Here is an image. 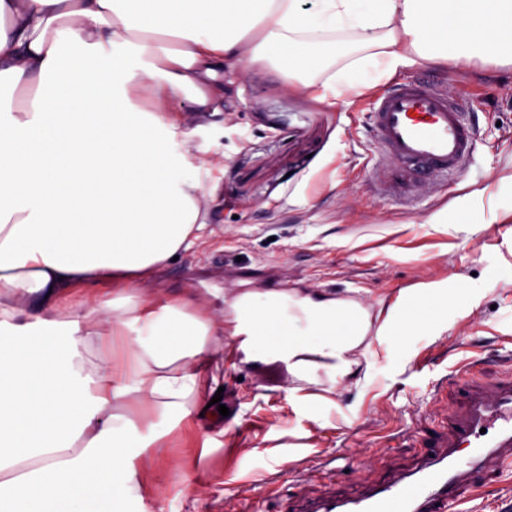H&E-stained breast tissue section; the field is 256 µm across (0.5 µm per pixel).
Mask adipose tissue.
I'll return each mask as SVG.
<instances>
[{
  "instance_id": "1",
  "label": "adipose tissue",
  "mask_w": 512,
  "mask_h": 512,
  "mask_svg": "<svg viewBox=\"0 0 512 512\" xmlns=\"http://www.w3.org/2000/svg\"><path fill=\"white\" fill-rule=\"evenodd\" d=\"M299 2L0 0V512H128L166 434L223 423V308L144 291L201 214L207 162L182 101L223 111L232 65L275 66L329 106L418 63L512 67V0ZM420 302L456 322L480 298L421 284L385 334L425 333ZM234 314L244 356L267 338L296 372L339 379L369 331L360 305L324 293H246Z\"/></svg>"
}]
</instances>
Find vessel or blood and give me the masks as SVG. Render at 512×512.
<instances>
[{
  "label": "vessel or blood",
  "instance_id": "obj_1",
  "mask_svg": "<svg viewBox=\"0 0 512 512\" xmlns=\"http://www.w3.org/2000/svg\"><path fill=\"white\" fill-rule=\"evenodd\" d=\"M369 119L386 158L382 172L388 183L460 171L475 150L474 132L458 107L422 81L387 90ZM467 398L468 412L452 422L447 442L416 469L358 497L307 501L301 512H458L461 486L512 466V383L471 388Z\"/></svg>",
  "mask_w": 512,
  "mask_h": 512
}]
</instances>
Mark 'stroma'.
<instances>
[{
  "mask_svg": "<svg viewBox=\"0 0 512 512\" xmlns=\"http://www.w3.org/2000/svg\"><path fill=\"white\" fill-rule=\"evenodd\" d=\"M419 77L461 105L476 146L463 173L403 194L374 186L383 158L367 114L386 83L329 107L288 90L272 70L228 71L222 113H183L211 161L199 191L204 224L148 290L195 285L228 302L259 286L323 291L360 303L371 327L341 383L320 370L295 373L280 358L245 359L231 333L214 338L211 370L230 410L224 434L205 443L202 423L162 438L139 476L151 512H291L283 488L296 482L356 494L432 451L448 417L463 411L466 383L512 379V219L458 217L463 207L486 210L474 190L512 197V69L486 78L416 64L394 79ZM443 212L447 223H430ZM428 282L474 289L480 305L428 335L389 337L383 351L388 308ZM199 475L211 483L203 496L189 484ZM157 483L168 485L165 498L149 497ZM461 496L462 512H504L512 468Z\"/></svg>",
  "mask_w": 512,
  "mask_h": 512,
  "instance_id": "obj_1",
  "label": "stroma"
}]
</instances>
